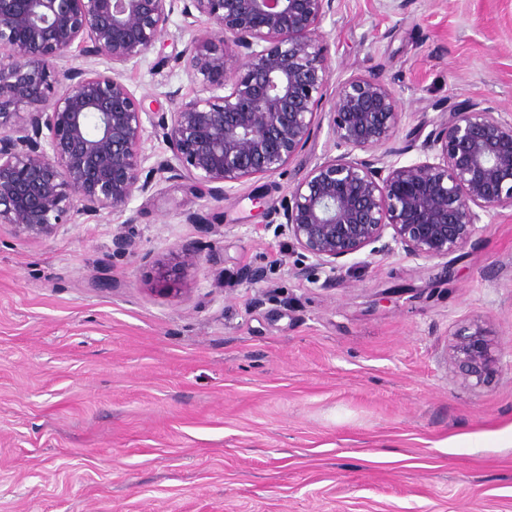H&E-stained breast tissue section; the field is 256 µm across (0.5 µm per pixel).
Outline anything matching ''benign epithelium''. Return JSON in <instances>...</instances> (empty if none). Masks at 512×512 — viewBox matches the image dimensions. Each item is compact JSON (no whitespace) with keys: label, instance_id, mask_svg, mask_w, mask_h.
Returning a JSON list of instances; mask_svg holds the SVG:
<instances>
[{"label":"benign epithelium","instance_id":"1","mask_svg":"<svg viewBox=\"0 0 512 512\" xmlns=\"http://www.w3.org/2000/svg\"><path fill=\"white\" fill-rule=\"evenodd\" d=\"M175 2L0 0V227L42 239L77 215L121 216L168 173L221 200L307 147L333 75L320 28L334 0H182L190 37L173 62L201 89L153 122L166 152L144 170L146 109L123 70L155 47ZM202 18L205 36L195 34ZM77 53L107 71L70 66ZM402 116L379 71L338 85L329 127L346 152L315 163L268 213L303 257L333 273L366 250L447 259L484 219L512 211L511 112L468 101L423 118L399 143ZM202 260L181 247L158 264L157 292L180 295ZM488 336L475 316L448 348V363L474 387L498 370Z\"/></svg>","mask_w":512,"mask_h":512}]
</instances>
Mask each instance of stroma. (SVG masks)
<instances>
[{
  "label": "stroma",
  "mask_w": 512,
  "mask_h": 512,
  "mask_svg": "<svg viewBox=\"0 0 512 512\" xmlns=\"http://www.w3.org/2000/svg\"><path fill=\"white\" fill-rule=\"evenodd\" d=\"M334 7L328 99L382 71L402 138L466 100L512 112V0ZM182 26L173 13L124 72L144 122L199 91L172 62ZM340 152L324 124L221 201L159 177L124 227L105 213L46 239L0 228V512H512V212L450 266L397 250L303 267L251 198L280 207ZM189 243L204 259L183 293H153L154 263ZM475 315L499 358L477 389L448 364Z\"/></svg>",
  "instance_id": "35a3bbf8"
}]
</instances>
